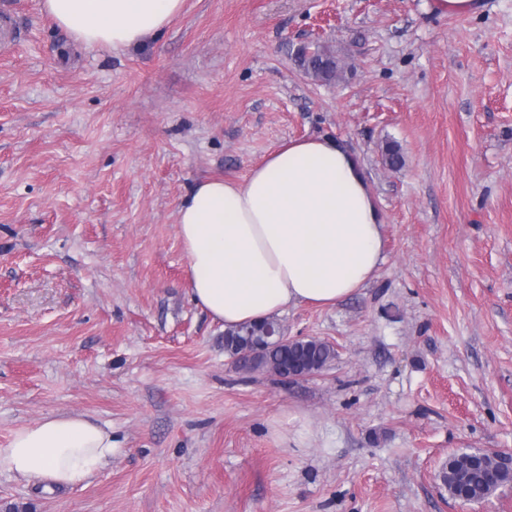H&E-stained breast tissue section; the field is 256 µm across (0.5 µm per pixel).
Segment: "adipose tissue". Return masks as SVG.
Here are the masks:
<instances>
[{"mask_svg":"<svg viewBox=\"0 0 512 512\" xmlns=\"http://www.w3.org/2000/svg\"><path fill=\"white\" fill-rule=\"evenodd\" d=\"M184 0H43L56 27L88 48L160 36ZM192 298L232 329L299 305L335 306L384 262V217L352 148L326 137L285 143L240 181H197L178 206ZM112 457V429L79 415L20 427L0 472L85 485Z\"/></svg>","mask_w":512,"mask_h":512,"instance_id":"obj_1","label":"adipose tissue"}]
</instances>
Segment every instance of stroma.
Wrapping results in <instances>:
<instances>
[{
	"instance_id": "35a3bbf8",
	"label": "stroma",
	"mask_w": 512,
	"mask_h": 512,
	"mask_svg": "<svg viewBox=\"0 0 512 512\" xmlns=\"http://www.w3.org/2000/svg\"><path fill=\"white\" fill-rule=\"evenodd\" d=\"M426 3L185 0L115 50L0 0V446L59 414L114 443L79 487L0 473V512H512V485L464 504L440 479L458 450L512 453V0ZM307 43L343 78L307 75ZM319 135L355 151L386 259L279 315L336 350L284 385L193 302L177 207ZM433 10L442 15L448 13H477L479 5L478 0H430Z\"/></svg>"
}]
</instances>
